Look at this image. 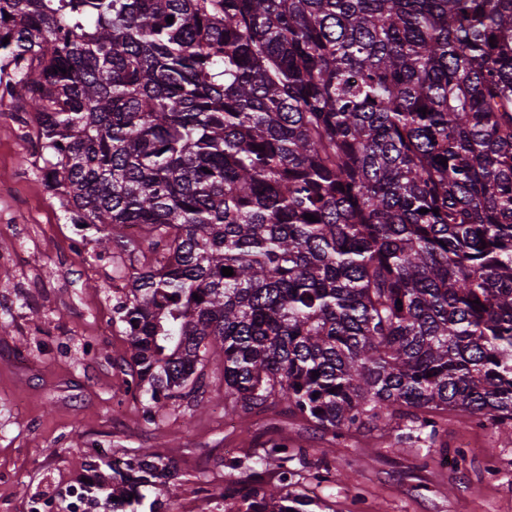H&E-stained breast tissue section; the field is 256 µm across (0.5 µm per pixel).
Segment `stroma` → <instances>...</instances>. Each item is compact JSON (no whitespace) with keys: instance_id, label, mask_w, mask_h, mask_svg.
I'll list each match as a JSON object with an SVG mask.
<instances>
[{"instance_id":"1","label":"stroma","mask_w":512,"mask_h":512,"mask_svg":"<svg viewBox=\"0 0 512 512\" xmlns=\"http://www.w3.org/2000/svg\"><path fill=\"white\" fill-rule=\"evenodd\" d=\"M26 112L0 104V512H71L68 494L97 471L90 512H103L112 471L90 451L120 459L146 448L176 466V485L154 491L158 512H224L213 487L234 480V458L277 440L289 454L305 452L299 470L310 495L328 512H512V434L442 413L444 451L422 460L415 445L391 446L373 434L351 433L329 450L322 431L281 408L242 425L224 416V381L217 364L204 370L198 404L153 424L137 391L127 388L129 357L112 306L121 296L117 260L96 243L73 249L71 226L46 188L38 148L23 135ZM463 450L465 462L442 466V454ZM330 478L313 485L314 474Z\"/></svg>"}]
</instances>
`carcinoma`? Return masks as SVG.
<instances>
[{"label": "carcinoma", "mask_w": 512, "mask_h": 512, "mask_svg": "<svg viewBox=\"0 0 512 512\" xmlns=\"http://www.w3.org/2000/svg\"><path fill=\"white\" fill-rule=\"evenodd\" d=\"M0 86L69 223L151 245L112 306L151 420L217 359L224 410L334 448L512 430V0H0ZM277 447L224 512L321 507ZM177 479L139 450L112 512Z\"/></svg>", "instance_id": "cac0c4a2"}]
</instances>
